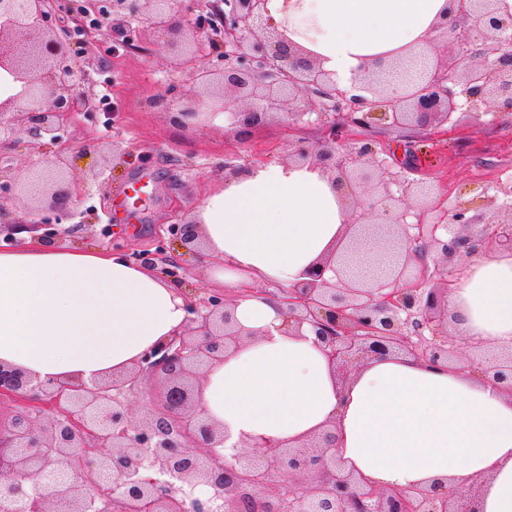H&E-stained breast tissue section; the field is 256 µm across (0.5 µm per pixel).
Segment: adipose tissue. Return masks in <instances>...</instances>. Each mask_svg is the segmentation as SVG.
I'll list each match as a JSON object with an SVG mask.
<instances>
[{"instance_id": "adipose-tissue-1", "label": "adipose tissue", "mask_w": 512, "mask_h": 512, "mask_svg": "<svg viewBox=\"0 0 512 512\" xmlns=\"http://www.w3.org/2000/svg\"><path fill=\"white\" fill-rule=\"evenodd\" d=\"M448 0H269L272 25L306 30L324 69L347 76L426 37ZM349 217L321 169L252 164L197 212L207 263L226 265L237 322L251 329L211 367L200 402L228 444L295 442L325 425L347 468L376 487L485 477L481 512H512V393L467 370L375 357L338 384L312 334L281 330L277 299L258 282L291 287L336 249ZM0 251V363L40 380L90 379L130 368L187 322L185 299L159 273L121 255L46 246L30 233ZM465 343L512 348V254L473 257L448 293Z\"/></svg>"}]
</instances>
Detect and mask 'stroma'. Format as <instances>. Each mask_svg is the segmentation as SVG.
Returning a JSON list of instances; mask_svg holds the SVG:
<instances>
[{
    "label": "stroma",
    "mask_w": 512,
    "mask_h": 512,
    "mask_svg": "<svg viewBox=\"0 0 512 512\" xmlns=\"http://www.w3.org/2000/svg\"><path fill=\"white\" fill-rule=\"evenodd\" d=\"M68 25L76 32L73 57L89 73L88 83L72 93L80 122L67 129V165L82 191L69 210L52 215V223L103 251L165 245L186 268L189 293L217 289L212 268L170 239L167 226L197 209L206 190L223 187L232 169L287 161L298 139L317 138L316 127L292 128L278 117L255 129L245 143L223 125L184 131L154 104L192 90L193 79L179 69L176 51L160 48L157 35L145 26L132 46L116 49L111 36L82 34L83 19L72 18ZM371 137L397 160L415 157L419 173L451 207L480 209L488 188L512 183V112L484 116L478 124L461 118L445 136L432 127H380ZM107 226L108 237L102 234Z\"/></svg>",
    "instance_id": "35a3bbf8"
}]
</instances>
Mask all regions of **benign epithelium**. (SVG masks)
Masks as SVG:
<instances>
[{
  "mask_svg": "<svg viewBox=\"0 0 512 512\" xmlns=\"http://www.w3.org/2000/svg\"><path fill=\"white\" fill-rule=\"evenodd\" d=\"M268 2L0 0V70L23 84L21 94L0 102V149L25 124L36 143L47 139L65 151L64 131L77 118L70 91L88 81L71 60L66 17L78 11L102 20L107 32L125 37V47L143 23L179 49V68L195 81L186 98L156 100L174 124L203 131L222 114L242 138L277 115L298 123L314 114L320 137L298 141L288 162L320 168L353 207L381 209L374 221L350 218L342 248L280 290L283 329L299 334L309 326L341 381L357 365L394 352L425 364L460 363L461 337L448 322V263L462 264L486 247L512 253V218L502 220L512 215V187L494 189L479 213L450 211L432 183L379 157L367 131L381 121L394 130L434 126L446 133L456 113L478 121L512 112V13L500 0H450L434 35L408 49L407 58L430 63L418 82H390L404 60L381 56L343 84L294 39L295 29L268 22ZM439 41L461 50L449 64L437 58ZM78 191L62 158L19 179L1 166L0 198L15 197L25 210L23 222L0 224V240L14 244L22 226L49 244L68 235L44 213L68 209ZM167 232L190 252L202 245L191 220ZM364 240L385 262V277L352 274ZM129 258L184 281L162 245ZM234 306L220 290L188 299L184 329L110 381H40L1 363L0 401L11 402L12 412L0 422V512H58L59 504L65 512H93L96 495L125 512H479L480 494L468 498L440 482L406 490L368 484L345 470L330 427L293 446L261 440L224 454L226 437L201 405L198 386L201 369L255 335L238 324ZM464 367L512 391L511 351L475 347ZM146 379L158 385L137 421L129 395ZM273 473L303 485L274 481ZM199 486L209 488L207 499L194 496Z\"/></svg>",
  "mask_w": 512,
  "mask_h": 512,
  "instance_id": "obj_1",
  "label": "benign epithelium"
}]
</instances>
